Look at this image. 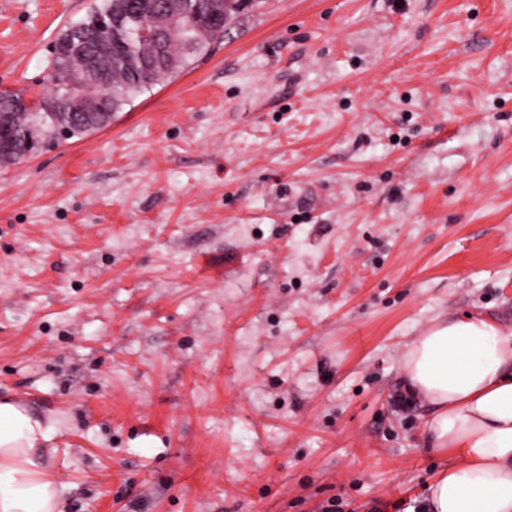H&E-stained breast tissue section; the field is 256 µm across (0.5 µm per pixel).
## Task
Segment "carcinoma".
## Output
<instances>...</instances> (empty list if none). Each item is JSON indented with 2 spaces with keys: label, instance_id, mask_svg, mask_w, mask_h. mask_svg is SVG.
<instances>
[{
  "label": "carcinoma",
  "instance_id": "carcinoma-1",
  "mask_svg": "<svg viewBox=\"0 0 512 512\" xmlns=\"http://www.w3.org/2000/svg\"><path fill=\"white\" fill-rule=\"evenodd\" d=\"M186 0H158L145 3L143 0H101V4L90 11L85 17L86 23L84 42L88 51L98 55L100 70L107 86L102 88L95 84L89 88L92 94H104L108 101L109 112L115 113L130 104L137 96L150 90L161 79L169 78L182 70L191 55L201 52L215 35L224 32V27L189 23L185 31L186 42L173 45L167 52V64L152 69L142 67L140 60L151 54V42L138 39L133 34L134 23L129 14L135 11L144 12L145 19L154 27L173 16L185 12L183 5ZM251 0H191L198 6L202 17L213 12H219L222 19L227 20L231 15L241 11ZM112 15V30L102 29L94 25L99 17ZM67 37V31H62L56 38L52 51V66L49 79L56 80L52 95L59 98L65 92L64 75L68 69V60L61 57L59 44ZM51 131H58L67 136L81 135L91 131L82 124L63 126L57 123L47 112H32L26 108L9 110L7 124L4 129L7 136L13 138L10 161L21 159L31 150L33 127L39 124Z\"/></svg>",
  "mask_w": 512,
  "mask_h": 512
}]
</instances>
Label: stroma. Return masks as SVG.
<instances>
[{"label":"stroma","instance_id":"35a3bbf8","mask_svg":"<svg viewBox=\"0 0 512 512\" xmlns=\"http://www.w3.org/2000/svg\"><path fill=\"white\" fill-rule=\"evenodd\" d=\"M95 0H0L48 92ZM0 165V396L64 512H422L401 361L512 334V0H255L80 137Z\"/></svg>","mask_w":512,"mask_h":512}]
</instances>
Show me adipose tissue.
<instances>
[{
    "label": "adipose tissue",
    "mask_w": 512,
    "mask_h": 512,
    "mask_svg": "<svg viewBox=\"0 0 512 512\" xmlns=\"http://www.w3.org/2000/svg\"><path fill=\"white\" fill-rule=\"evenodd\" d=\"M402 372L433 410L429 444L453 458L426 512H512V336L482 317L438 319L410 344ZM53 431L25 400L0 399V512H63L39 454Z\"/></svg>",
    "instance_id": "obj_1"
}]
</instances>
